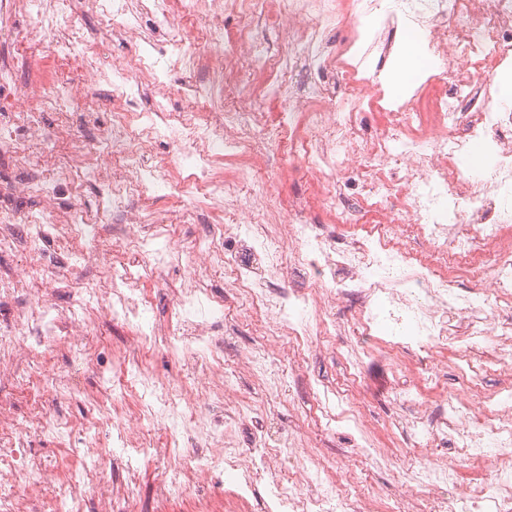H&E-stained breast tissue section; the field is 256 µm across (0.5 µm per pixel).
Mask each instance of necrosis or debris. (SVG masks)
<instances>
[{
	"instance_id": "4bbe7bcc",
	"label": "necrosis or debris",
	"mask_w": 512,
	"mask_h": 512,
	"mask_svg": "<svg viewBox=\"0 0 512 512\" xmlns=\"http://www.w3.org/2000/svg\"><path fill=\"white\" fill-rule=\"evenodd\" d=\"M86 12L136 53L108 56L82 39L76 20ZM21 13L32 18L23 30ZM230 13L241 19L233 36L224 29ZM375 13L379 28L353 29L356 17ZM270 26L291 36L288 57L267 42ZM340 27L353 30L343 44L331 39ZM407 27L426 33L443 79L405 100L365 101L357 58L384 67ZM0 33L32 56L52 45L62 72L23 82L0 57V97L17 104L0 109V157L22 170L0 200V255L25 252L42 276L37 284L0 275V387L30 394L22 406L0 396V512H52L54 502L63 512H136L135 480L103 475L115 454L173 463L157 495L192 512H222L226 502L234 512H512V211L500 203L512 188V106L494 97L499 73L512 67V0H0ZM204 56L206 80L196 75ZM296 69L303 84L291 79ZM74 71L88 88L108 86L106 122L87 113L74 127ZM175 72L191 100L182 112L169 109ZM241 73L249 80L231 103H215L216 86ZM267 100L285 106L277 121ZM367 103L389 118L369 139L355 131ZM48 111L60 116L58 127L39 120ZM300 117L313 135L303 160L326 224L308 222L301 200L280 217L269 186L255 179L284 153ZM476 141L493 157L480 169L468 162ZM160 142L166 154L157 153ZM228 155L245 163L227 178L218 164ZM350 175L363 202L344 192ZM87 183L100 191L90 210L77 202ZM167 188L188 194L186 218L207 227L186 256L190 279L174 293L173 325L155 316L135 276L172 261L151 210ZM19 200L30 209L16 208ZM414 237L427 251L408 247ZM51 241L66 254L68 278L50 257ZM310 264L313 285L282 287ZM217 272L219 298L207 286ZM60 288L74 295L65 310ZM341 305L349 315L337 316ZM103 314L130 328L110 353L124 386L107 398L80 381L100 365L88 340ZM220 320L251 325L255 343L225 354ZM343 336L352 378L365 355L397 366L402 412L385 423L393 446L454 453L476 473L463 493L457 470L423 459L400 475L393 497L362 484L356 469L375 442L356 388L336 401L359 440L333 459L305 436L271 435L259 407L241 399L242 377L282 394V357L304 365ZM152 343L180 355L189 374L159 375L143 355ZM53 355L69 360L68 374L40 371ZM447 361L467 387L430 399L425 387ZM489 371L498 383L486 390ZM76 394L91 418L54 409ZM39 435L65 446L67 459L36 452ZM286 458L293 465L285 469ZM223 470L231 482L219 497L202 482Z\"/></svg>"
}]
</instances>
